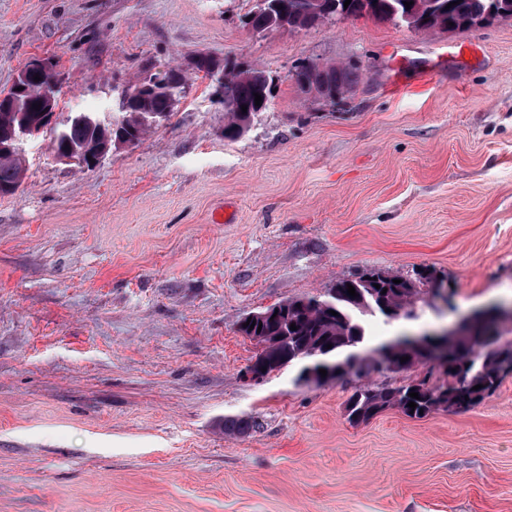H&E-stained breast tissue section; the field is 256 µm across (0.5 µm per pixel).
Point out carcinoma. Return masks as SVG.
<instances>
[{
    "label": "carcinoma",
    "instance_id": "obj_1",
    "mask_svg": "<svg viewBox=\"0 0 512 512\" xmlns=\"http://www.w3.org/2000/svg\"><path fill=\"white\" fill-rule=\"evenodd\" d=\"M265 0V6L250 16L251 26L260 31L288 26L292 29H307L317 26L336 16V10L343 9L354 18L368 17L394 24L403 21L410 13L423 20L422 30L441 28L448 31L469 29L480 23L490 12H500L512 16V0H414L405 7L404 0ZM452 7H447V4ZM329 81L341 91H346L354 83L352 73L345 67L325 68ZM161 80L153 84L145 98H132L127 106V119L119 134L131 143L170 116L173 102L185 97L189 89L187 76L176 73V68L166 67L154 73ZM51 75H40L23 84V90H14L10 104H0V142L21 126H26L42 135L51 136V149L54 152L79 150L96 134L90 120L95 112H69L65 115L36 110L40 104L41 87L48 84ZM273 79L266 70L251 65H241L224 61V138L235 140L251 126L254 113L241 111V106L255 105V95L264 99L272 95ZM24 180L23 161L20 156L0 150V193L17 191ZM395 277L374 271L355 280H342L336 283L334 291L326 297L286 300V310L275 317L253 319L254 327H239L243 336H266L271 342L272 352L298 369V377L311 368L336 366V375L356 369L358 371H386L388 363L398 364L399 370L407 371L417 363L426 360L433 340L406 353L408 360L400 361V355L390 352L391 344L373 350V354L363 356L361 350L365 341L364 317L379 315L388 320L398 318L416 319V304L423 299L426 290L442 288L448 278L428 267L417 272L413 279H403L393 283ZM355 288L357 297L347 294V285ZM387 292H382V289ZM337 315H331V312ZM498 319L490 315L478 322L471 336L457 340L454 354L442 371L443 380L431 383L427 379L411 381L407 384L388 386H365L350 399L347 406L348 420L361 424L388 409H397L411 419H423L438 411L463 413L471 410L485 399L493 396L501 386L505 375L500 372L498 363L503 355L512 357V341L492 345L484 336L488 324ZM296 329H290V325ZM332 348H327V345ZM482 385L476 390L474 386ZM418 393L416 401L409 393ZM416 402L415 408L408 403ZM254 426V422L238 417L224 419V432L243 434Z\"/></svg>",
    "mask_w": 512,
    "mask_h": 512
}]
</instances>
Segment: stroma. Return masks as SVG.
<instances>
[{
  "instance_id": "35a3bbf8",
  "label": "stroma",
  "mask_w": 512,
  "mask_h": 512,
  "mask_svg": "<svg viewBox=\"0 0 512 512\" xmlns=\"http://www.w3.org/2000/svg\"><path fill=\"white\" fill-rule=\"evenodd\" d=\"M256 5L0 0V90L50 60L63 113L112 112L114 88L200 51L273 79L233 141L198 76L95 167L26 145L22 187L0 196V512H512V376L464 414L354 425L360 387L426 365L250 382L237 330L370 271L428 266L455 290L418 319L371 318L374 341L512 300V19L257 33ZM308 63L358 79L320 101L295 81ZM228 416L255 426L227 434Z\"/></svg>"
}]
</instances>
